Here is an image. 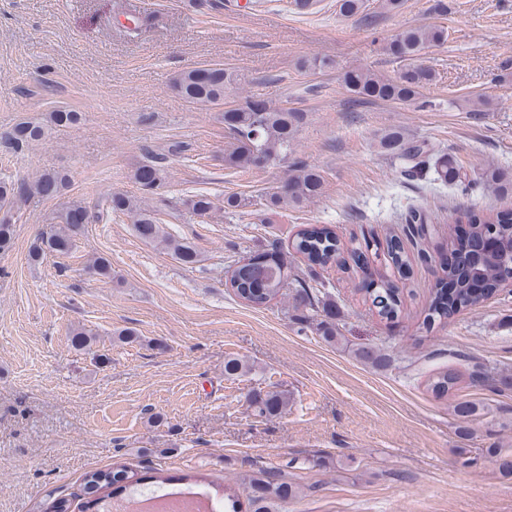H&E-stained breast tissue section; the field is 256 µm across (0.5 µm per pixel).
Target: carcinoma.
I'll list each match as a JSON object with an SVG mask.
<instances>
[{"mask_svg": "<svg viewBox=\"0 0 512 512\" xmlns=\"http://www.w3.org/2000/svg\"><path fill=\"white\" fill-rule=\"evenodd\" d=\"M363 0H339L340 12L347 16L361 15L367 27L376 24V16L362 12ZM447 39L445 29L436 24L410 27L399 34L386 46V51L404 63L397 76L388 77L369 68H355L348 71L343 84L350 94L352 108L366 103L383 101L398 104H412L420 110L430 109L434 102L423 94V90L434 79L433 71L422 62L425 48L441 44ZM241 80L238 74L222 65H198L179 71L172 79V89L187 102L200 110L210 111L224 103V98L233 93L236 107L222 116L228 147L224 151V165L233 169L264 168L272 165H287V174L275 191L268 194L265 206L271 211L301 208L322 195L324 179L321 172L312 166L288 159L298 132L302 114L296 109H285L253 94L239 93ZM46 126L40 122L24 120L15 125L9 133L0 137V143L14 151L45 136ZM381 148L404 162L402 173L414 176L429 161L440 168L444 181L459 187L467 193L476 182L448 162L444 155L434 157L432 149L424 141L409 136L399 128H392L381 137ZM166 156L148 152L145 159L134 171V179L141 190L152 194L162 185L165 174ZM485 188L503 197L512 194V173L496 166L484 169L479 182ZM68 185L66 174L55 171L39 175L32 181H0V252L5 253L13 246L14 224L11 212L14 207L29 198L39 196L51 199L59 196ZM186 206L195 215L204 217L216 209L215 203L206 194H196L186 200ZM101 212H119L127 215L136 235L143 241L173 251L184 264L198 261L195 246L176 239L165 231L154 211L145 200L120 192H111L101 201ZM88 207L81 201H70L55 216L57 228L46 235L37 236L29 247L28 258L39 264L50 255L70 253L76 238L84 232L90 222ZM467 223L472 233V244L454 263L440 267L437 282L451 281L452 294L443 296L441 289H432L424 325L448 323L457 312L476 303L481 296H489L507 280L512 279V209L492 211L485 216L466 213L454 219V223ZM294 253L312 264L327 265L340 255V240L336 233L325 226L307 227L300 230L292 241ZM388 261L401 276L410 271V260L399 239L392 237L387 242ZM86 270L100 277H112L109 260L99 256L89 261ZM296 283L294 308L300 309L318 302L325 318L317 323V329L327 342L339 339L334 321L333 304L330 297L322 295L317 299L311 292L312 284L291 274V267L284 255L276 249L258 253L234 270L232 288L235 295L253 307L266 305L288 285ZM365 297L377 314L386 319L399 316L402 308V289L397 281L385 275L373 277L367 274L362 288ZM460 382V374L454 370H442L429 378L428 389L438 399L448 396ZM253 405L260 416L277 417L288 408V396L282 391L256 393ZM98 471L85 473L83 492L85 501L81 512H92L102 500L100 491L115 484L138 481L137 473L124 468L106 471L112 481L96 484V490H89L90 477ZM251 492L247 498V512H276V506L296 497L300 493L297 485L284 475H273L250 480Z\"/></svg>", "mask_w": 512, "mask_h": 512, "instance_id": "1", "label": "carcinoma"}]
</instances>
